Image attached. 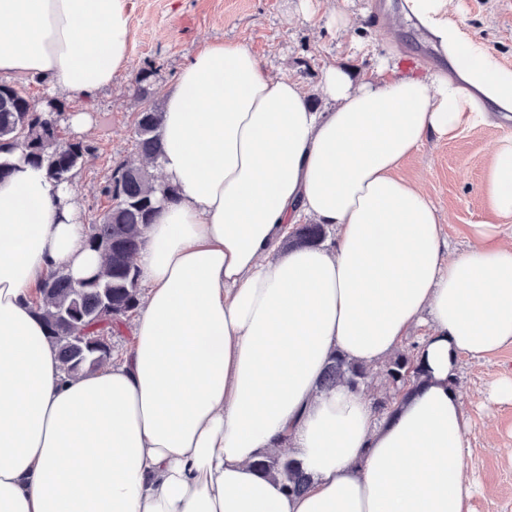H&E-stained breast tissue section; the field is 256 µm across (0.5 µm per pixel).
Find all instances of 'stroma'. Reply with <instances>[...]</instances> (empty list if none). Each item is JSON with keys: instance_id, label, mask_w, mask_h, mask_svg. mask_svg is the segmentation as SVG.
<instances>
[{"instance_id": "35a3bbf8", "label": "stroma", "mask_w": 512, "mask_h": 512, "mask_svg": "<svg viewBox=\"0 0 512 512\" xmlns=\"http://www.w3.org/2000/svg\"><path fill=\"white\" fill-rule=\"evenodd\" d=\"M130 61L126 72L84 101L69 100L70 112L86 111L92 125L73 129L61 119L63 135L97 148L70 189L83 223L97 221L108 207L100 189L116 164L138 162L134 120L143 104L132 91L136 74L155 70L156 104L182 66L204 44L235 40L260 60L265 72L303 83L318 110L328 104L318 87L325 68L341 64L356 74L372 73L384 61L419 65L435 75L443 63L423 29L401 11L402 0H133ZM448 21L475 44L512 69V0H451ZM512 138L503 125L471 120L452 139L428 137L402 166L401 176L421 184L442 224L447 257L475 243L473 227L494 225L512 236V219L499 218L481 187L493 161L494 144ZM512 376V343L484 358H462L454 385L469 417L471 453L467 473L475 484L474 512H512V403L488 398L492 384Z\"/></svg>"}]
</instances>
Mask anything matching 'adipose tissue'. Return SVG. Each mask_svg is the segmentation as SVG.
Masks as SVG:
<instances>
[{
	"label": "adipose tissue",
	"instance_id": "ef3b65f1",
	"mask_svg": "<svg viewBox=\"0 0 512 512\" xmlns=\"http://www.w3.org/2000/svg\"><path fill=\"white\" fill-rule=\"evenodd\" d=\"M132 0H0V74L90 99L127 70ZM448 63L431 78L328 67L313 111L241 42L203 45L168 91L144 294L122 359L67 376L35 314L50 273L101 265L67 187L12 156L0 181V512H473L461 357L512 343V238L485 227L446 258L429 195L398 176L430 135L512 112V69L450 25L447 0H403ZM176 187L178 201L165 198ZM483 193L512 217V139ZM333 243L285 248L305 218ZM427 376L393 415L318 380L329 355L402 348ZM298 460L288 493L255 461Z\"/></svg>",
	"mask_w": 512,
	"mask_h": 512
}]
</instances>
